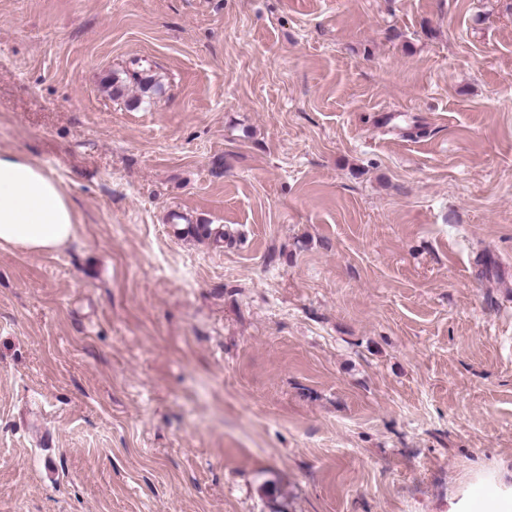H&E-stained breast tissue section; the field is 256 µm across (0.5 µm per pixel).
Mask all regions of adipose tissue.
Listing matches in <instances>:
<instances>
[{
  "label": "adipose tissue",
  "mask_w": 512,
  "mask_h": 512,
  "mask_svg": "<svg viewBox=\"0 0 512 512\" xmlns=\"http://www.w3.org/2000/svg\"><path fill=\"white\" fill-rule=\"evenodd\" d=\"M74 206L58 179L33 158L0 151V246L52 251L75 234Z\"/></svg>",
  "instance_id": "adipose-tissue-1"
}]
</instances>
